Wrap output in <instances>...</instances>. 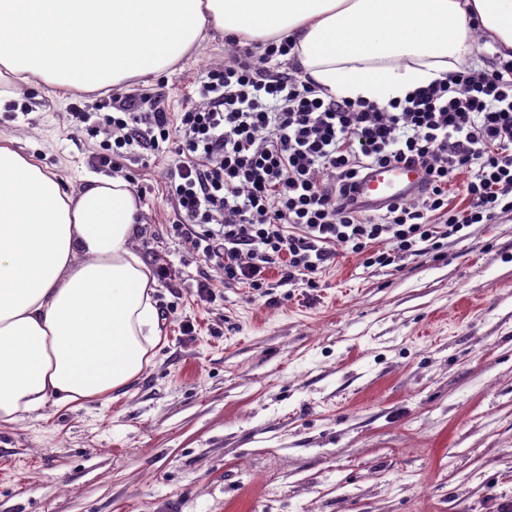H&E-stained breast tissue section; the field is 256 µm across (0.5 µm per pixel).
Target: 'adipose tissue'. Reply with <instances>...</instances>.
Segmentation results:
<instances>
[{
  "instance_id": "1",
  "label": "adipose tissue",
  "mask_w": 512,
  "mask_h": 512,
  "mask_svg": "<svg viewBox=\"0 0 512 512\" xmlns=\"http://www.w3.org/2000/svg\"><path fill=\"white\" fill-rule=\"evenodd\" d=\"M478 30L512 50V0H0V107L39 81L96 91L163 73L211 31L288 37L318 85L382 106L473 64ZM83 180L65 190L0 146V427L110 399L164 342L134 246L142 207L123 178Z\"/></svg>"
}]
</instances>
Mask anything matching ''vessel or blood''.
Listing matches in <instances>:
<instances>
[{"mask_svg": "<svg viewBox=\"0 0 512 512\" xmlns=\"http://www.w3.org/2000/svg\"><path fill=\"white\" fill-rule=\"evenodd\" d=\"M423 185L420 167L393 163L371 169L358 183L354 197L361 207L379 210L394 199L412 198Z\"/></svg>", "mask_w": 512, "mask_h": 512, "instance_id": "obj_1", "label": "vessel or blood"}]
</instances>
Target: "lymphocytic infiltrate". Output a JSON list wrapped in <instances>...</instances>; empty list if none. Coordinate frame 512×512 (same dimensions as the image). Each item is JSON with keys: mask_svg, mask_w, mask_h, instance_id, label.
I'll use <instances>...</instances> for the list:
<instances>
[{"mask_svg": "<svg viewBox=\"0 0 512 512\" xmlns=\"http://www.w3.org/2000/svg\"><path fill=\"white\" fill-rule=\"evenodd\" d=\"M291 51L285 37L259 55L228 41L223 66L207 72L202 105L174 116L163 101L145 111L128 96L96 126L116 155L178 138L165 172L178 205L171 229L219 265L225 285L260 289L276 269L312 287L340 251L387 266L393 252L437 253L463 228L512 213V57L381 107L279 70ZM392 162L423 169L422 192L364 213L353 198L358 182ZM457 179L462 207L449 198Z\"/></svg>", "mask_w": 512, "mask_h": 512, "instance_id": "lymphocytic-infiltrate-1", "label": "lymphocytic infiltrate"}]
</instances>
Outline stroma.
I'll return each instance as SVG.
<instances>
[{"label": "stroma", "instance_id": "1", "mask_svg": "<svg viewBox=\"0 0 512 512\" xmlns=\"http://www.w3.org/2000/svg\"><path fill=\"white\" fill-rule=\"evenodd\" d=\"M223 62L218 35L161 74L77 96L42 84L0 112V143L67 188L123 177L137 250L170 269L165 342L125 394L0 427V512H512V213L437 255L341 253L315 289L275 271L228 287L169 231L174 144L104 165L106 136L70 121L116 96L186 111Z\"/></svg>", "mask_w": 512, "mask_h": 512}]
</instances>
